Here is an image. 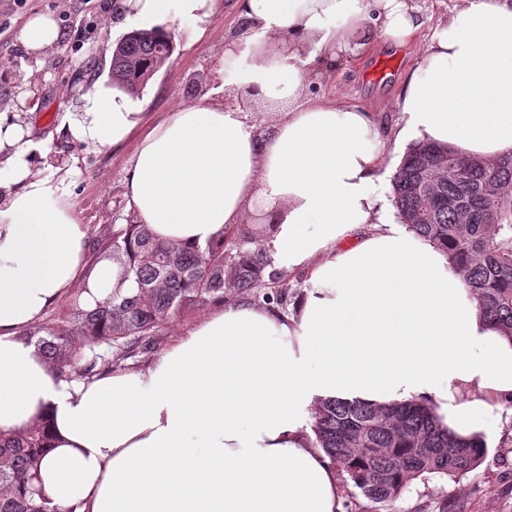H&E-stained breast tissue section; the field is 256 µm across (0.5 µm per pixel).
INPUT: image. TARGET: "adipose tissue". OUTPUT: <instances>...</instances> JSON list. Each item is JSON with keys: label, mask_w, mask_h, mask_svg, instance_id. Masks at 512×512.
<instances>
[{"label": "adipose tissue", "mask_w": 512, "mask_h": 512, "mask_svg": "<svg viewBox=\"0 0 512 512\" xmlns=\"http://www.w3.org/2000/svg\"><path fill=\"white\" fill-rule=\"evenodd\" d=\"M218 0H122L128 21L205 22ZM237 35L215 76L225 96L175 109L144 132L128 210L161 239L203 245L233 224L273 225L274 269L304 271L291 316L220 303L142 368L67 380L26 338L80 288L110 295L118 269L85 280L89 229L67 175H43L44 141L0 113V431L48 420L34 484L59 512H343L337 471L311 447L317 399L434 405L462 438L512 397V342L480 318L444 252L390 226L377 183L387 141L512 152V0H458L430 34L415 0H236ZM378 28L424 40L398 100L403 124L338 93H311ZM277 102L265 126L233 99ZM139 106L99 85L61 126L116 146Z\"/></svg>", "instance_id": "ef3b65f1"}]
</instances>
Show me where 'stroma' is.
Here are the masks:
<instances>
[{"mask_svg":"<svg viewBox=\"0 0 512 512\" xmlns=\"http://www.w3.org/2000/svg\"><path fill=\"white\" fill-rule=\"evenodd\" d=\"M51 15L60 38L43 55H30L19 39L25 21ZM236 26L233 5L218 7L205 26L192 20L169 23L174 51L169 61L134 96L141 105L143 127L167 112L206 103L217 86L214 69L224 41ZM133 23L113 13L111 0H0V98L8 112L31 111L32 133L46 140L60 166L79 157L69 178L71 199L90 229L121 224L126 219V176L136 139L119 147H92L59 133L64 113L81 111L99 83L110 78L112 56L107 48L132 31ZM372 50L349 58L332 75L344 101L377 113L383 124L396 126L403 80L419 55L383 44L370 31ZM485 440L484 463L459 481L432 478L417 481L379 512H512V428L507 409L494 410Z\"/></svg>","mask_w":512,"mask_h":512,"instance_id":"stroma-1","label":"stroma"}]
</instances>
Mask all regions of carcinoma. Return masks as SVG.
<instances>
[{"label":"carcinoma","instance_id":"obj_1","mask_svg":"<svg viewBox=\"0 0 512 512\" xmlns=\"http://www.w3.org/2000/svg\"><path fill=\"white\" fill-rule=\"evenodd\" d=\"M173 53L160 27L126 33L112 51V82L129 93L144 87ZM397 215L414 236L448 253V264L475 300L478 314L512 341V153L493 162L465 158L426 141L411 144L392 178ZM93 270L101 260L119 265L136 288H117L93 307L71 296L68 322L28 333L60 375L77 381L117 369L133 353L157 348L181 314L234 293L252 295L273 308L288 296L285 276L268 270L264 240L235 224L206 246L177 247L147 224L104 226L97 231ZM311 446L342 473L345 498L362 495L390 504L413 481H453L485 459L482 437L464 440L414 400L380 406L360 398L317 401ZM49 442L46 426L0 432V512H57L32 485L31 470Z\"/></svg>","mask_w":512,"mask_h":512}]
</instances>
